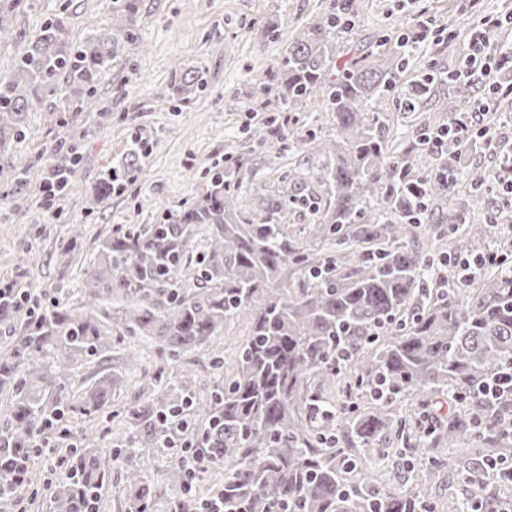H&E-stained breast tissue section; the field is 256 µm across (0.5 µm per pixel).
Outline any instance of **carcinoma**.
I'll return each mask as SVG.
<instances>
[{"label": "carcinoma", "instance_id": "carcinoma-1", "mask_svg": "<svg viewBox=\"0 0 512 512\" xmlns=\"http://www.w3.org/2000/svg\"><path fill=\"white\" fill-rule=\"evenodd\" d=\"M140 2L112 0V25L80 41L69 37L62 17L44 21L11 70L0 71V147L22 142L26 113L51 98L62 126L84 111L98 76L137 41ZM21 7L22 0H0V33ZM352 21L344 6L330 7L287 38L273 79L254 82L249 111H266L275 91L290 112L324 96L335 126L327 140L311 129L287 143L258 139L274 144L276 154L304 147L321 157L316 168L280 175L258 216L239 205L242 166L216 165L202 199L103 242L77 305L48 308L23 279L0 299V322L13 331L0 347V393L10 396L0 428V500L39 485L34 463L53 439L66 452L65 478L50 488L54 512H98L119 462L126 464L130 512H151L153 491L132 459L170 443V418L189 428L196 397L175 364L223 335L244 309L252 321L236 373L213 388L206 426L177 452L202 454L224 469L211 503L224 512H463L469 503L487 512L500 500L492 482L445 505L421 483L386 487L367 479V466L384 457L407 472L448 470L462 478L512 457V393L489 392L512 369V270L459 288L443 287L459 278L453 264L432 274L447 256L481 252L497 225L512 224V210L472 216L473 202L498 190L497 171L464 164L482 142L478 135L460 137L436 163L424 160L431 150L422 135L392 150L390 97L402 112H430L440 80L430 69L407 78L415 48L404 34L383 58L334 64ZM448 84L460 111L483 94L470 81ZM204 88L199 72L179 75L180 96ZM146 148L131 144L124 161L102 175L99 198L142 171ZM79 157L77 140L44 156L55 194L67 191ZM311 181L330 184L333 194L322 203L283 187ZM296 208L310 217L305 243L284 229ZM427 221L453 229L447 255L409 241L411 226ZM80 236L74 227L60 256H74ZM333 236L330 254L321 244ZM115 298L122 302L117 316ZM114 336L156 340L154 399L112 409L110 373L71 394L75 366L109 350ZM442 397L443 415L432 409ZM407 400L420 411L399 413L397 404ZM68 413L123 417L133 429L130 446L98 447L94 435L61 425ZM196 481L175 465L174 512L198 507Z\"/></svg>", "mask_w": 512, "mask_h": 512}]
</instances>
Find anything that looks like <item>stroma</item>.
<instances>
[{
	"mask_svg": "<svg viewBox=\"0 0 512 512\" xmlns=\"http://www.w3.org/2000/svg\"><path fill=\"white\" fill-rule=\"evenodd\" d=\"M330 2L141 0L138 39L99 80L96 109L81 113L65 128L58 126L55 113H28L26 138L0 152V281H15L26 270L49 299L71 300L101 242L113 230L159 223L183 202L200 198L207 190L206 170L223 162L228 153L243 157V207L259 212L265 190L280 170L307 163L309 157L303 153L272 159L263 153L246 156L243 147L270 126L290 139L304 128L331 133L333 124L332 113L320 98L299 107L300 120L295 124H284L287 108L277 99L272 102L273 113L247 111L256 77L278 70L285 48L284 42L264 38L261 28L276 21L292 31L325 13ZM350 5L355 25L340 42L342 60L378 51L380 44L395 41L414 23V8L407 0H350ZM52 15L62 16L71 38L80 39L110 22L112 0H25L8 30L0 34V71L10 69L14 57ZM469 38V26L463 23L455 41H428L411 61V69L454 66L466 52ZM186 70L201 71L208 83L205 93L188 101L178 99L174 86L175 74ZM68 135L79 139L83 161L66 194L51 200L41 190L42 156L46 146ZM138 137L152 146L143 161V174L105 202L95 203L101 172L120 163ZM19 175L26 187L16 195L12 189ZM76 224L82 229L79 249L73 259L61 258L57 245ZM251 319L250 311L241 312L211 347L190 350L181 358L194 379L199 403L196 424L205 421L201 405L215 383L233 372L237 348ZM216 358L223 360V370L212 367ZM159 364L152 340L117 337L105 355L77 365L71 389L80 392L99 373L112 371L116 377L112 406L118 409L147 400L140 386L144 375L154 374ZM52 454L48 448L38 458L43 488L37 497L0 501V512H53L46 486L60 477L61 470L50 463ZM174 454V449L160 448L140 461L156 496L154 512H170Z\"/></svg>",
	"mask_w": 512,
	"mask_h": 512,
	"instance_id": "1",
	"label": "stroma"
}]
</instances>
